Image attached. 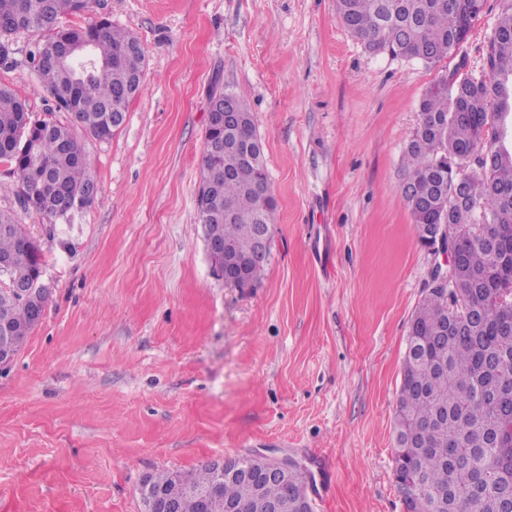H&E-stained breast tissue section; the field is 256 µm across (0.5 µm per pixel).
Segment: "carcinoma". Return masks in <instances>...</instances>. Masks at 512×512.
Returning a JSON list of instances; mask_svg holds the SVG:
<instances>
[{"label":"carcinoma","instance_id":"obj_1","mask_svg":"<svg viewBox=\"0 0 512 512\" xmlns=\"http://www.w3.org/2000/svg\"><path fill=\"white\" fill-rule=\"evenodd\" d=\"M500 18L484 54L489 79L441 75L419 103L421 121L403 153V195L416 230L445 224L460 235L457 291L448 298L426 291L411 319L395 416L394 478L406 489L404 512H512V408L482 398L489 374L512 392V336L498 326L512 301V0H498ZM485 0H336L340 20L373 52L436 64L466 41ZM86 0H0V63L13 36L47 34L42 45L72 38L87 45L61 65L31 63L55 108L70 112L84 133L107 141L123 124L143 76L145 55L130 32L97 21L63 28ZM209 96V110L228 102L237 121L223 129L207 123L197 196L203 232L224 242L211 255L216 267L243 274L257 287L269 255L255 256L259 229L273 230L277 200L265 169L252 109L240 94ZM0 160L12 166L21 211L47 217L88 203L91 161L74 130L34 118L27 103L0 85ZM486 224L506 234L496 245L473 235ZM0 343L4 326L20 352L44 314L40 248L18 212L0 211ZM162 488L177 479L190 487L212 480L209 464L190 472L149 475ZM305 474L288 484L224 482V501L246 503L256 491L270 503L293 500Z\"/></svg>","mask_w":512,"mask_h":512}]
</instances>
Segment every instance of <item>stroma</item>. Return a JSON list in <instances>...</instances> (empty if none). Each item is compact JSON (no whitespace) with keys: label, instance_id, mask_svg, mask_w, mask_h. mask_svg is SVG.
<instances>
[{"label":"stroma","instance_id":"1","mask_svg":"<svg viewBox=\"0 0 512 512\" xmlns=\"http://www.w3.org/2000/svg\"><path fill=\"white\" fill-rule=\"evenodd\" d=\"M487 0L438 67L368 50L336 0H95L144 76L111 140L86 137L92 201L22 222L43 319L0 371V512H143L161 469L287 456L314 512H403L394 418L410 319L434 265L401 191L403 149L440 68L482 77ZM14 37L0 85L74 125ZM245 93L278 209L258 287L228 285L198 221L209 95Z\"/></svg>","mask_w":512,"mask_h":512}]
</instances>
